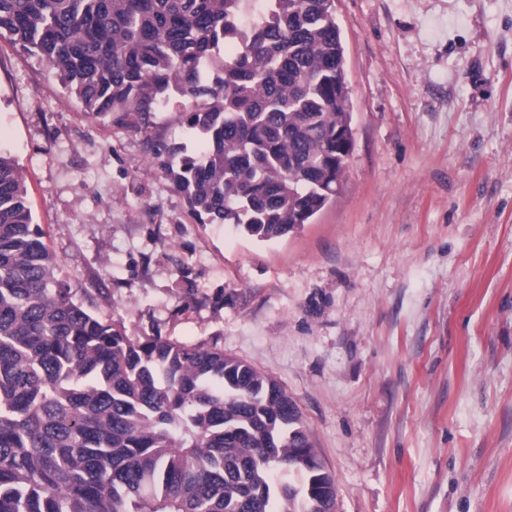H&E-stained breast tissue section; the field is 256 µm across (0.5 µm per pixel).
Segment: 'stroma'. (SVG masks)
Here are the masks:
<instances>
[{
    "label": "stroma",
    "instance_id": "obj_1",
    "mask_svg": "<svg viewBox=\"0 0 512 512\" xmlns=\"http://www.w3.org/2000/svg\"><path fill=\"white\" fill-rule=\"evenodd\" d=\"M354 149L261 241L200 223L149 129L0 36V148L74 301L223 349L295 400L337 512H512V0H335Z\"/></svg>",
    "mask_w": 512,
    "mask_h": 512
}]
</instances>
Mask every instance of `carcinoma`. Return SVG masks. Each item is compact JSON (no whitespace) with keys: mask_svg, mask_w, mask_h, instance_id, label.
<instances>
[{"mask_svg":"<svg viewBox=\"0 0 512 512\" xmlns=\"http://www.w3.org/2000/svg\"><path fill=\"white\" fill-rule=\"evenodd\" d=\"M3 32L85 112L147 129L184 99L200 151L155 157L202 221L274 240L341 188L335 0H0ZM26 196L0 149V512H330L336 481L280 384L74 301Z\"/></svg>","mask_w":512,"mask_h":512,"instance_id":"cac0c4a2","label":"carcinoma"}]
</instances>
